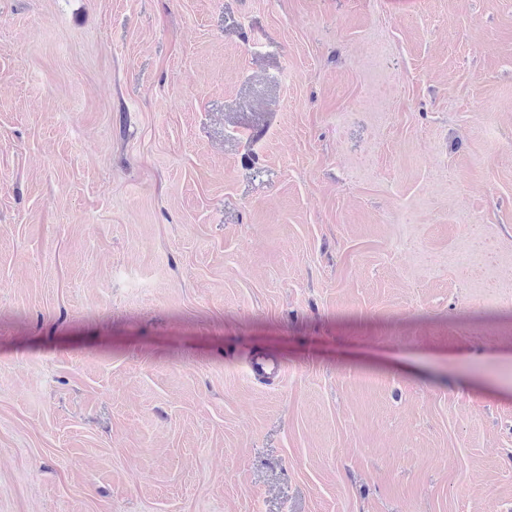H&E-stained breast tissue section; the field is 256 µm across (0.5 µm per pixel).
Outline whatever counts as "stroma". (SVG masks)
<instances>
[{"label": "stroma", "mask_w": 512, "mask_h": 512, "mask_svg": "<svg viewBox=\"0 0 512 512\" xmlns=\"http://www.w3.org/2000/svg\"><path fill=\"white\" fill-rule=\"evenodd\" d=\"M0 512H512V0H0Z\"/></svg>", "instance_id": "1"}]
</instances>
